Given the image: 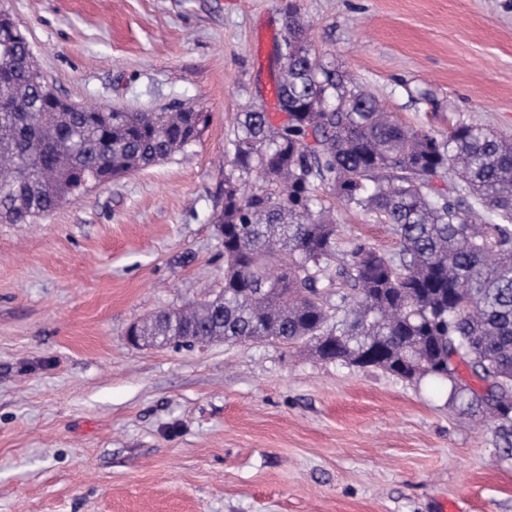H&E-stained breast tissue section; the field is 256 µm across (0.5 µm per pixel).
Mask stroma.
Returning <instances> with one entry per match:
<instances>
[{"instance_id":"obj_1","label":"stroma","mask_w":512,"mask_h":512,"mask_svg":"<svg viewBox=\"0 0 512 512\" xmlns=\"http://www.w3.org/2000/svg\"><path fill=\"white\" fill-rule=\"evenodd\" d=\"M285 0H0L60 96L211 122L187 154L0 223V512H512V433L448 382L278 344L139 348L224 287L212 224ZM312 45L407 126L512 140V0H299ZM341 251L398 240L335 205Z\"/></svg>"}]
</instances>
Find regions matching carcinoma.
I'll return each instance as SVG.
<instances>
[{
  "mask_svg": "<svg viewBox=\"0 0 512 512\" xmlns=\"http://www.w3.org/2000/svg\"><path fill=\"white\" fill-rule=\"evenodd\" d=\"M275 39L278 109L237 116L222 206L224 289L153 314L142 336L169 343L269 340L384 371L446 380L455 399L512 423V141L460 124L440 139L408 128L360 84L317 56L297 0ZM0 221L32 224L75 197L81 173L121 177L200 140L210 114L56 109L26 33L0 25ZM453 178L445 189L435 179ZM323 186L388 225L400 250L362 241L340 254ZM465 365L484 388L459 376Z\"/></svg>",
  "mask_w": 512,
  "mask_h": 512,
  "instance_id": "cac0c4a2",
  "label": "carcinoma"
}]
</instances>
